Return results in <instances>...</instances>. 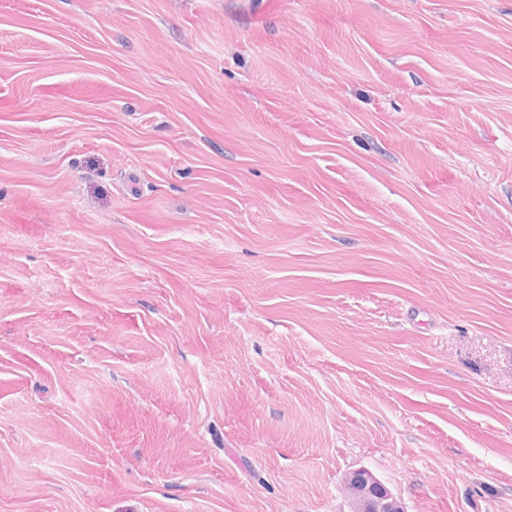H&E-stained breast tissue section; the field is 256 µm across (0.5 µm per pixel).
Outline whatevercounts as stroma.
I'll use <instances>...</instances> for the list:
<instances>
[{
    "label": "stroma",
    "instance_id": "35a3bbf8",
    "mask_svg": "<svg viewBox=\"0 0 512 512\" xmlns=\"http://www.w3.org/2000/svg\"><path fill=\"white\" fill-rule=\"evenodd\" d=\"M512 512V0H0V512ZM343 489L349 512H405L402 502L367 468L349 472Z\"/></svg>",
    "mask_w": 512,
    "mask_h": 512
}]
</instances>
